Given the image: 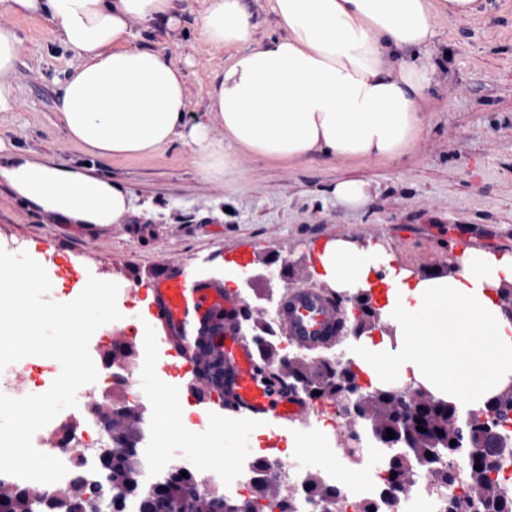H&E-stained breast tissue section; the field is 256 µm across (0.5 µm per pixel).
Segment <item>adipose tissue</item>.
Segmentation results:
<instances>
[{
	"label": "adipose tissue",
	"instance_id": "adipose-tissue-1",
	"mask_svg": "<svg viewBox=\"0 0 512 512\" xmlns=\"http://www.w3.org/2000/svg\"><path fill=\"white\" fill-rule=\"evenodd\" d=\"M481 0H270L281 33L258 38L244 0H201L196 23L213 51L231 50L187 119L185 75L165 49L141 44L152 25L175 28L173 0H0L1 15L54 23L70 55L56 111L83 161H54L0 142V184L55 224H124L128 189L86 159L192 149L201 177L233 176L236 157L396 161L426 125L434 83V15L470 16ZM18 35L0 24V112L13 111ZM318 277L355 296L381 288L384 328L354 339L370 384L421 383L459 410H478L512 383V318L497 302L512 255L464 249L454 271L416 278L380 247L327 241Z\"/></svg>",
	"mask_w": 512,
	"mask_h": 512
}]
</instances>
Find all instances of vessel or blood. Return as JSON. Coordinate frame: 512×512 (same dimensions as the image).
Here are the masks:
<instances>
[{"label": "vessel or blood", "mask_w": 512, "mask_h": 512, "mask_svg": "<svg viewBox=\"0 0 512 512\" xmlns=\"http://www.w3.org/2000/svg\"><path fill=\"white\" fill-rule=\"evenodd\" d=\"M144 290L147 314L162 325L166 342L174 348V367L180 376H195V345L202 337L223 336L224 379L221 387L213 390L212 401L223 402L225 408L249 419L288 420L306 414L307 404L268 380L252 347L236 337L231 316L239 300L191 270L149 281ZM278 315L285 335L305 345L328 342L338 334L341 324L334 303L309 288L289 290Z\"/></svg>", "instance_id": "1"}]
</instances>
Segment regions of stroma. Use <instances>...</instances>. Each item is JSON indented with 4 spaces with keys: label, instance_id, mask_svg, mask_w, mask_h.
I'll return each instance as SVG.
<instances>
[{
    "label": "stroma",
    "instance_id": "35a3bbf8",
    "mask_svg": "<svg viewBox=\"0 0 512 512\" xmlns=\"http://www.w3.org/2000/svg\"><path fill=\"white\" fill-rule=\"evenodd\" d=\"M485 3L474 16L435 17L437 72L424 100L427 123L413 151L399 161L313 157L284 163L243 154L235 177L220 185L204 181L191 148L175 143L152 157L97 162L101 174L129 190L132 213L129 223L92 231L45 223L0 186L1 248L11 253L20 247L46 249L57 262H75L81 277L118 284L127 328L140 330L159 366L150 375L134 374L138 398L149 413H161L156 392L164 385L173 388L176 399L199 407L177 439L163 447L149 441L151 471L199 462L221 470L257 453L260 439L273 448H285L290 437L305 442L335 412L316 402L296 419L247 422L202 401L165 355L162 327L143 319L139 289L144 282L186 265L198 267L226 293L247 299L254 321L274 326L278 300L287 291L325 287L307 264L316 240L379 245L406 269L427 275L449 273L463 244L512 254V0ZM200 7V0H174L178 26L155 25L141 34L144 42L168 47L184 67L192 119L199 117L203 93L223 62L194 24ZM0 22L20 39L19 107L0 112V137L48 159L81 160L56 116L70 58L52 24L10 15ZM343 180L370 183L368 204L355 209L337 203L333 188ZM240 244L254 252L255 272L286 269V278L272 282L273 301L256 299L243 283L227 281L226 254ZM346 435V426L338 425L327 447L288 450L286 458L303 475L327 466L340 476L359 471V486L368 489L381 464L379 454L366 450L363 464H352L341 444Z\"/></svg>",
    "mask_w": 512,
    "mask_h": 512
}]
</instances>
